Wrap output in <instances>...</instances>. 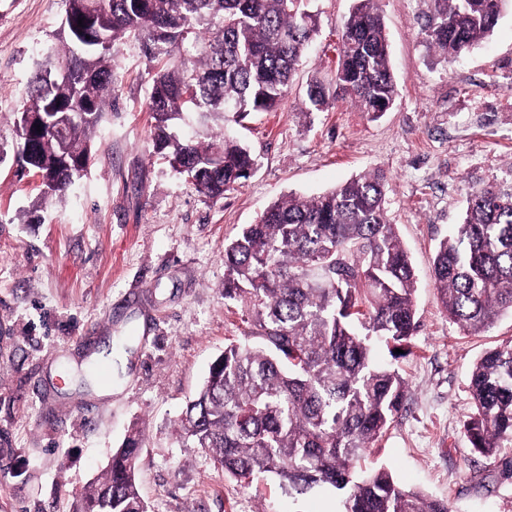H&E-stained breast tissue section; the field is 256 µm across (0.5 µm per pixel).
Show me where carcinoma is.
I'll return each mask as SVG.
<instances>
[{
  "instance_id": "obj_1",
  "label": "carcinoma",
  "mask_w": 512,
  "mask_h": 512,
  "mask_svg": "<svg viewBox=\"0 0 512 512\" xmlns=\"http://www.w3.org/2000/svg\"><path fill=\"white\" fill-rule=\"evenodd\" d=\"M506 0H433L425 41L453 59L493 32ZM94 17L89 38L78 19ZM318 32L305 0H69L61 46L50 47L16 112L35 113L28 138L40 202L61 197L91 154L107 106L114 49L139 44L149 63L154 153L198 193L219 198L251 176L256 159L235 127L274 112ZM335 93L362 111H387L396 96L377 0H356L344 19ZM330 90L308 84L307 111L324 112ZM41 131H36V127ZM380 170L318 195L289 194L224 246V299L250 324L224 346L189 399L181 426L237 481L278 479L290 495L329 486L341 512H451L448 501L402 488L390 471L356 469L390 427L408 385L376 361V346L403 348L415 335L417 280L385 211ZM433 276L443 310L465 333L488 331L512 312V180L472 191L460 222L437 248ZM469 389L472 447L494 457L512 443V343L485 353ZM136 439L112 454L73 512H148L138 489Z\"/></svg>"
}]
</instances>
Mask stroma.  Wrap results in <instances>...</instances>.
<instances>
[{
	"label": "stroma",
	"mask_w": 512,
	"mask_h": 512,
	"mask_svg": "<svg viewBox=\"0 0 512 512\" xmlns=\"http://www.w3.org/2000/svg\"><path fill=\"white\" fill-rule=\"evenodd\" d=\"M354 0H310L320 31L274 112L239 127L256 157L240 188L199 195L152 152L147 64L118 44L105 116L85 175L39 206L38 179L0 164V512H72L131 430L149 512H336L333 490L291 497L267 478L243 485L183 436L181 413L225 343L248 332L224 298V245L283 195L318 194L383 170L387 218L418 277V329L402 354L380 348L409 386L365 464L447 500L452 512H512V447L473 451L469 373L512 341V315L481 336L444 313L432 279L439 242L470 188L512 176V0L493 34L448 61L420 27L430 0H379L397 84L380 116L348 101L307 113L311 79L333 84ZM68 0H0V143ZM112 391L84 378L108 347Z\"/></svg>",
	"instance_id": "35a3bbf8"
}]
</instances>
